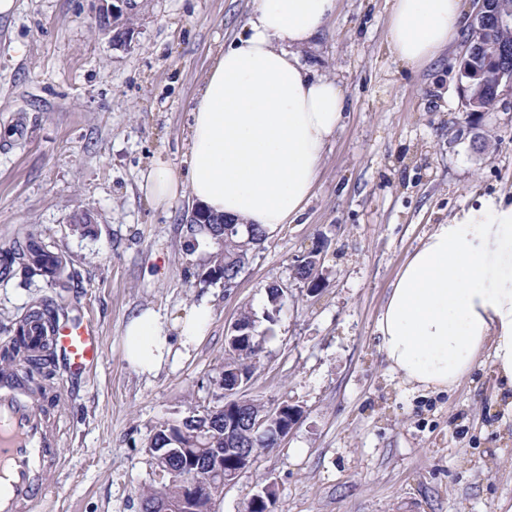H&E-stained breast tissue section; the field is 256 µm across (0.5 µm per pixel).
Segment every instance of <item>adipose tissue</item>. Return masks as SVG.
<instances>
[{
    "label": "adipose tissue",
    "instance_id": "ef3b65f1",
    "mask_svg": "<svg viewBox=\"0 0 512 512\" xmlns=\"http://www.w3.org/2000/svg\"><path fill=\"white\" fill-rule=\"evenodd\" d=\"M336 0H252L242 32L216 57L191 109L188 171L152 166L156 203L189 196L266 235L295 223L342 126L347 98L303 62ZM466 24L462 0H392L388 49L406 66L433 62ZM207 301L166 321L147 308L126 324L123 356L142 374L203 335ZM380 351L404 383L448 391L491 355L512 411V208L488 200L460 222L433 225L400 268L377 324Z\"/></svg>",
    "mask_w": 512,
    "mask_h": 512
}]
</instances>
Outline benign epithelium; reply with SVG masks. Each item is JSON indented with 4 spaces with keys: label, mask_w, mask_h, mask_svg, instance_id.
Segmentation results:
<instances>
[{
    "label": "benign epithelium",
    "mask_w": 512,
    "mask_h": 512,
    "mask_svg": "<svg viewBox=\"0 0 512 512\" xmlns=\"http://www.w3.org/2000/svg\"><path fill=\"white\" fill-rule=\"evenodd\" d=\"M96 12L100 25L114 30L113 37L124 39L130 32L128 26V10L131 0H95ZM499 27H512V0H472L469 28L480 37L489 32L491 24ZM498 57L512 53V48L481 42H465V51L459 61L465 62L479 49ZM508 91H512V66L502 67L493 73L476 70L470 73L469 79L460 86L465 108L473 117L485 115L481 105V96L489 81ZM238 384H231L224 390V454L209 457L204 467L192 472L195 479L186 484L185 494L176 502L167 504L161 512H198V502L207 494H216L220 490L235 483L237 478L247 470L253 462L248 449L239 447L238 437L241 433L238 412L232 407L234 393ZM301 410L288 404H281L269 409L268 414L248 424L250 441L261 444L269 440L279 445L291 430L299 423Z\"/></svg>",
    "instance_id": "benign-epithelium-1"
}]
</instances>
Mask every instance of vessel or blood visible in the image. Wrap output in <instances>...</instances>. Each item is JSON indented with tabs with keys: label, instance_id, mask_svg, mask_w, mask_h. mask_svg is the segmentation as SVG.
Masks as SVG:
<instances>
[{
	"label": "vessel or blood",
	"instance_id": "1",
	"mask_svg": "<svg viewBox=\"0 0 512 512\" xmlns=\"http://www.w3.org/2000/svg\"><path fill=\"white\" fill-rule=\"evenodd\" d=\"M23 333L31 352L70 377L82 376L102 360L94 319H33ZM24 372L19 365L0 374V512H40L58 488L62 467L51 404L29 393Z\"/></svg>",
	"mask_w": 512,
	"mask_h": 512
}]
</instances>
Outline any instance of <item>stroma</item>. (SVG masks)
Masks as SVG:
<instances>
[{
    "label": "stroma",
    "instance_id": "stroma-1",
    "mask_svg": "<svg viewBox=\"0 0 512 512\" xmlns=\"http://www.w3.org/2000/svg\"><path fill=\"white\" fill-rule=\"evenodd\" d=\"M128 41L99 28L94 0H17L0 17V250L35 237L66 262L61 283L14 264L0 274V349L36 301L92 315L102 362L56 375L60 489L42 512H141L155 485L144 449L161 425L220 403L225 338L269 286L288 295L259 321L263 351L245 389L302 418L219 498L242 512L274 482L272 512H512V418L490 357L450 392L403 384L379 349L377 321L407 256L432 225L483 198L512 204V92L480 121L498 142L471 146L456 40L425 68L387 47L389 0H337L306 55L348 99L314 193L297 223L256 249L236 287L201 285L202 253L185 248L192 200L156 205L142 174L188 166L191 109L215 52L251 0H136ZM86 212L89 235L69 219ZM321 250L317 289L293 277ZM213 316L189 353L140 374L123 358L127 320L150 307L174 319L200 299Z\"/></svg>",
    "mask_w": 512,
    "mask_h": 512
}]
</instances>
